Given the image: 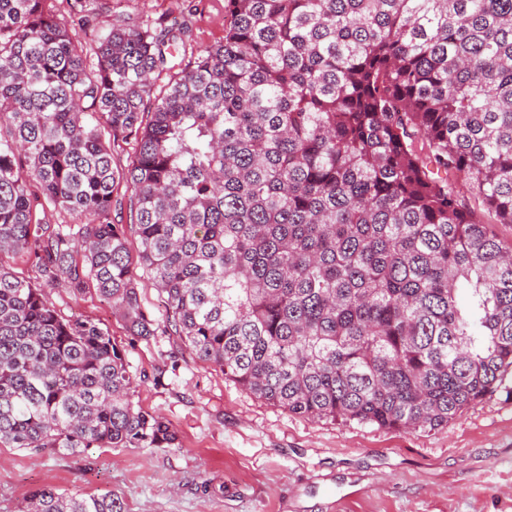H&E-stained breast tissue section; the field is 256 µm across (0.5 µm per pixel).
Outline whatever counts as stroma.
Returning <instances> with one entry per match:
<instances>
[{
	"label": "stroma",
	"mask_w": 512,
	"mask_h": 512,
	"mask_svg": "<svg viewBox=\"0 0 512 512\" xmlns=\"http://www.w3.org/2000/svg\"><path fill=\"white\" fill-rule=\"evenodd\" d=\"M146 19L187 23L190 53L224 38V0H95L88 27ZM0 263L43 286L63 317L107 329L129 362L135 403L179 438L175 448L75 453L0 446V512H19L45 486L112 492L128 512H512V379L431 432L311 421L197 359L144 271L136 283L159 326L148 342L131 336L94 290L44 287L27 256L5 254Z\"/></svg>",
	"instance_id": "35a3bbf8"
}]
</instances>
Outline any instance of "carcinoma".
I'll return each mask as SVG.
<instances>
[{
	"instance_id": "obj_1",
	"label": "carcinoma",
	"mask_w": 512,
	"mask_h": 512,
	"mask_svg": "<svg viewBox=\"0 0 512 512\" xmlns=\"http://www.w3.org/2000/svg\"><path fill=\"white\" fill-rule=\"evenodd\" d=\"M47 3L0 0L1 254L148 342L142 268L199 360L312 420L432 431L512 374V246L469 203L512 224V0H224L185 64L186 26L87 41ZM133 396L108 331L0 267V445L178 446ZM23 512L127 510L43 487ZM134 202L132 192L125 184L121 183L112 197V219L115 223L125 224L128 244L131 253L136 254L138 240L132 224V213Z\"/></svg>"
}]
</instances>
